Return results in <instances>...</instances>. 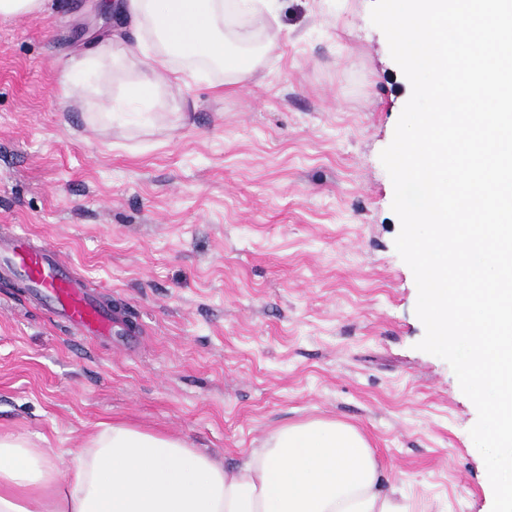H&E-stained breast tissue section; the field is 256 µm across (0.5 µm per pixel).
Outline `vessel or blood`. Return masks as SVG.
Masks as SVG:
<instances>
[{"label": "vessel or blood", "mask_w": 512, "mask_h": 512, "mask_svg": "<svg viewBox=\"0 0 512 512\" xmlns=\"http://www.w3.org/2000/svg\"><path fill=\"white\" fill-rule=\"evenodd\" d=\"M0 278L21 281L55 320L75 334L112 335L115 317L75 277L71 266L47 244H32L29 234L0 237Z\"/></svg>", "instance_id": "1"}]
</instances>
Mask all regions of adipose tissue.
Instances as JSON below:
<instances>
[{"instance_id": "ef3b65f1", "label": "adipose tissue", "mask_w": 512, "mask_h": 512, "mask_svg": "<svg viewBox=\"0 0 512 512\" xmlns=\"http://www.w3.org/2000/svg\"><path fill=\"white\" fill-rule=\"evenodd\" d=\"M124 21L93 53L72 60L61 87L104 81L147 59L102 121L144 122L157 78L189 87L194 62L235 88L255 79L284 32L270 0H116ZM384 466L366 437L334 419L273 431L243 460L193 448L178 435L101 423L84 448L59 460L21 434H0V512H409L384 488Z\"/></svg>"}]
</instances>
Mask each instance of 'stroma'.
I'll return each mask as SVG.
<instances>
[{
  "instance_id": "obj_1",
  "label": "stroma",
  "mask_w": 512,
  "mask_h": 512,
  "mask_svg": "<svg viewBox=\"0 0 512 512\" xmlns=\"http://www.w3.org/2000/svg\"><path fill=\"white\" fill-rule=\"evenodd\" d=\"M111 0L0 21V236L57 245L130 336L82 339L0 282V433L65 455L98 423L187 438L238 463L312 418L361 429L410 512H491L477 410L418 350L417 286L380 154L411 86L372 0H276L262 81L203 68L160 84L144 124L62 99L111 36Z\"/></svg>"
}]
</instances>
